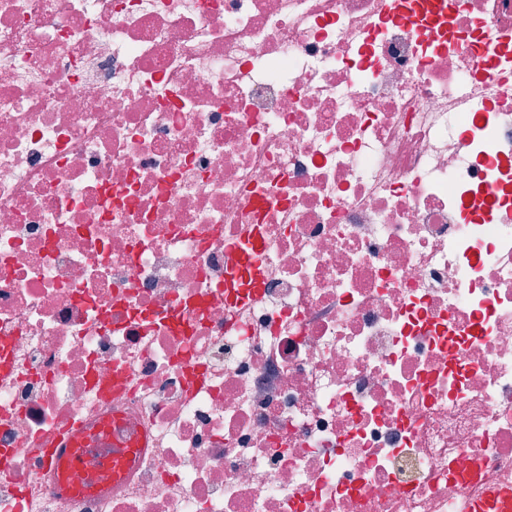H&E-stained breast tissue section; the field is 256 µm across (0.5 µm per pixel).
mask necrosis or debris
Here are the masks:
<instances>
[{
    "mask_svg": "<svg viewBox=\"0 0 512 512\" xmlns=\"http://www.w3.org/2000/svg\"><path fill=\"white\" fill-rule=\"evenodd\" d=\"M103 423L132 465L49 462ZM492 486L512 0H0V512H461Z\"/></svg>",
    "mask_w": 512,
    "mask_h": 512,
    "instance_id": "necrosis-or-debris-1",
    "label": "necrosis or debris"
}]
</instances>
